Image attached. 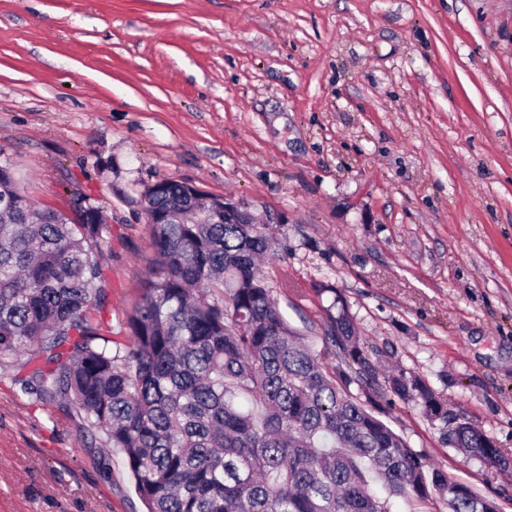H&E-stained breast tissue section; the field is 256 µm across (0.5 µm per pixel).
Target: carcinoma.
Masks as SVG:
<instances>
[{"instance_id":"cac0c4a2","label":"carcinoma","mask_w":512,"mask_h":512,"mask_svg":"<svg viewBox=\"0 0 512 512\" xmlns=\"http://www.w3.org/2000/svg\"><path fill=\"white\" fill-rule=\"evenodd\" d=\"M0 203V361L27 357L33 368L14 384L66 403L124 454L146 512H391L372 476L391 496L499 512L382 419L392 398L415 402L451 447L502 463L417 376L394 369L378 382L341 300L324 332L332 366L288 323L257 264L273 225L221 224L218 199L176 182L147 188L146 213L178 223L150 225L158 263L114 336L94 208L77 205L72 220L36 205L7 158Z\"/></svg>"}]
</instances>
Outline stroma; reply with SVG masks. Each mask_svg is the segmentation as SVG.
<instances>
[{"label":"stroma","mask_w":512,"mask_h":512,"mask_svg":"<svg viewBox=\"0 0 512 512\" xmlns=\"http://www.w3.org/2000/svg\"><path fill=\"white\" fill-rule=\"evenodd\" d=\"M0 154L38 205L95 199L120 328L166 179L285 215L261 264L326 363L334 297L507 459L419 405L387 423L512 512V0H0ZM0 367V512H144L120 451Z\"/></svg>","instance_id":"obj_1"}]
</instances>
